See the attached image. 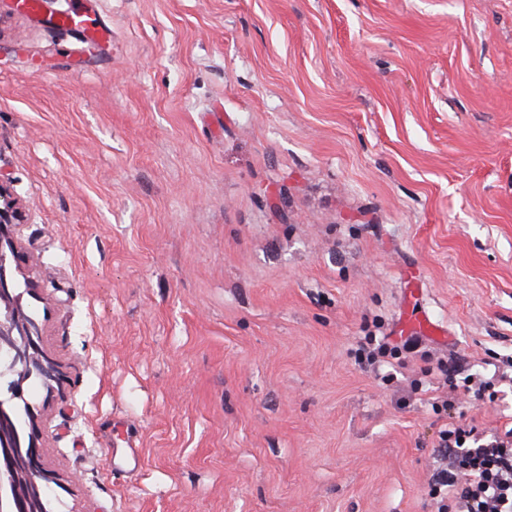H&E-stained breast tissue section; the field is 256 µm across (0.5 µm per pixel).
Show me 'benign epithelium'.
<instances>
[{
	"label": "benign epithelium",
	"mask_w": 512,
	"mask_h": 512,
	"mask_svg": "<svg viewBox=\"0 0 512 512\" xmlns=\"http://www.w3.org/2000/svg\"><path fill=\"white\" fill-rule=\"evenodd\" d=\"M23 220L11 197L8 186L0 182V224ZM12 299L6 267V254L0 241V302ZM30 326L23 322L20 313H0V352L14 363L23 366L30 374L53 379L52 363L42 357L37 345L30 342ZM34 488L36 493H49L41 449L30 437V444L21 442L12 427L9 413L0 405V509L3 512H37V498L24 496V491Z\"/></svg>",
	"instance_id": "obj_1"
}]
</instances>
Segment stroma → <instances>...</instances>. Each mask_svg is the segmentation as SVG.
Returning <instances> with one entry per match:
<instances>
[{
    "label": "stroma",
    "mask_w": 512,
    "mask_h": 512,
    "mask_svg": "<svg viewBox=\"0 0 512 512\" xmlns=\"http://www.w3.org/2000/svg\"><path fill=\"white\" fill-rule=\"evenodd\" d=\"M0 180L57 512H436L512 425L432 406L512 357V0H0ZM54 24L58 27L81 31L92 39L105 37V32L98 28L93 19L80 7H76L59 17ZM10 189L0 181V224H20L22 214L16 207L15 199L11 197ZM17 221V222H14ZM0 225V233H1Z\"/></svg>",
    "instance_id": "1"
}]
</instances>
